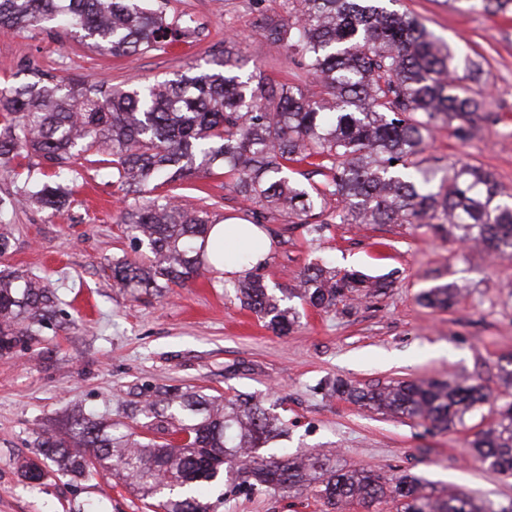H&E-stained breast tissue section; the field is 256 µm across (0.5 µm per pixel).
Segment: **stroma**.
<instances>
[{
    "label": "stroma",
    "mask_w": 512,
    "mask_h": 512,
    "mask_svg": "<svg viewBox=\"0 0 512 512\" xmlns=\"http://www.w3.org/2000/svg\"><path fill=\"white\" fill-rule=\"evenodd\" d=\"M444 41L482 64L473 88L485 117L471 140L434 131L422 158L443 166L463 158L492 173L512 195V14L459 12L441 0H395ZM171 17L190 28L172 46L115 58L42 27L0 32V87L34 81L26 64L60 79L127 87L175 77L232 44L269 79L311 87L283 46L268 42L267 19H287L286 0H166ZM70 204L54 214L35 208L20 187L27 174L0 172L9 198L15 250L0 269H20L55 288L56 326L37 350L0 357V512H153L148 501L109 473L71 479L48 469L37 488L20 475L36 432L58 430L75 408L115 412L134 387H191L207 394L256 395L288 421L279 447L330 454L337 468L362 467L391 477L412 475L436 491L450 488L512 512V476L470 459V429L441 432L405 417L370 412L332 396L325 383L343 378L364 388L388 383L465 379L492 395L502 391L498 365L512 357V257L473 250L455 230L416 224H343L323 229L244 201L233 177L197 173L157 195L206 207L218 224L259 220L270 251L258 272L271 290L292 288L304 269L330 260L339 273L360 271L388 288L345 297L321 310L296 303L298 322L285 336L242 306L235 281L210 272L184 287L131 293L114 288L113 259L132 253L121 216L127 197L94 164L75 163ZM453 284L463 291L449 309L418 295ZM215 512H333L309 487L247 494L204 492Z\"/></svg>",
    "instance_id": "obj_1"
}]
</instances>
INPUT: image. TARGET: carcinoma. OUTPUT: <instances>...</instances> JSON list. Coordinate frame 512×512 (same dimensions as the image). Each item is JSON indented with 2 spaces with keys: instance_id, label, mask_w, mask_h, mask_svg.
I'll list each match as a JSON object with an SVG mask.
<instances>
[{
  "instance_id": "cac0c4a2",
  "label": "carcinoma",
  "mask_w": 512,
  "mask_h": 512,
  "mask_svg": "<svg viewBox=\"0 0 512 512\" xmlns=\"http://www.w3.org/2000/svg\"><path fill=\"white\" fill-rule=\"evenodd\" d=\"M467 2L492 14L512 13V0ZM288 20H269L266 38L288 49L291 62L324 91L321 99L299 86L285 87L262 73L245 72L244 60L224 51L172 79L128 88L104 83L79 90L51 75L0 89V163L35 156L51 170L27 192L42 209L69 204L74 163L91 150L97 172L138 195L122 215L139 252L112 262V280L131 291L182 286L213 265L202 247L213 226L205 207L188 208L149 192L194 172L226 169L244 200L263 202L302 224L320 220L327 201L341 205L347 224L451 226L458 238L489 254L512 255V203L500 202L498 183L483 167L458 159L445 168L421 166L417 156L433 128L446 126L465 142L475 133L483 103L465 80L481 64L460 55L416 19L380 0H289ZM52 23L115 57L161 48L189 35L162 6L138 0H0V31ZM323 175L306 185L288 163ZM360 272L306 267L296 288L277 297L258 274L247 273L237 292L244 307L274 332L288 335L297 322L294 298L327 310L362 288H382ZM461 295L441 285L419 296L428 307L448 309ZM57 296L48 284L19 271H0V356L39 342L50 326ZM338 397L386 414L406 416L448 431L487 409L468 441L481 466L512 473V393L490 398L480 384L417 380L365 389L335 380ZM138 414L161 439L139 435L123 421L81 410L65 432L37 435L35 456L23 460L31 486L43 464L82 478L99 470L122 479L161 512H211L199 499L202 485L235 477L248 492L311 486L336 508L357 501L366 508L394 503L400 512H496L466 492H429L412 476L386 478L363 468L338 469L326 454L265 459L258 450L288 431V424L256 397L144 387Z\"/></svg>"
}]
</instances>
